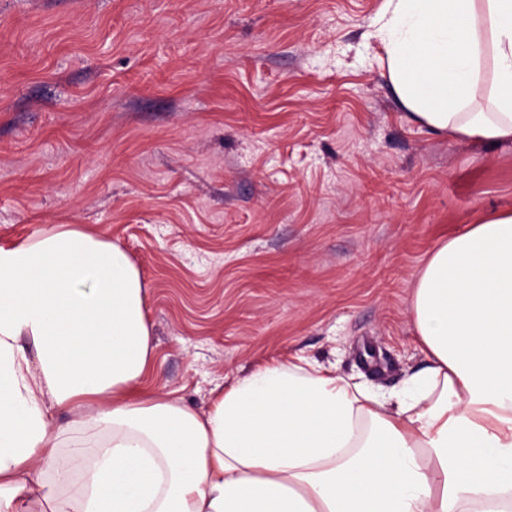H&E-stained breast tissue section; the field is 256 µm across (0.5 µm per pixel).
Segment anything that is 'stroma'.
Masks as SVG:
<instances>
[{"label":"stroma","instance_id":"stroma-1","mask_svg":"<svg viewBox=\"0 0 512 512\" xmlns=\"http://www.w3.org/2000/svg\"><path fill=\"white\" fill-rule=\"evenodd\" d=\"M384 0H0V245L55 224L147 288L143 386L207 411L304 356L389 391L443 241L512 211V141L409 119Z\"/></svg>","mask_w":512,"mask_h":512}]
</instances>
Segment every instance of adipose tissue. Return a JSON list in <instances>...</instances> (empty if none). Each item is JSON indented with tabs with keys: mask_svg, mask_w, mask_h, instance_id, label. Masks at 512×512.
Segmentation results:
<instances>
[{
	"mask_svg": "<svg viewBox=\"0 0 512 512\" xmlns=\"http://www.w3.org/2000/svg\"><path fill=\"white\" fill-rule=\"evenodd\" d=\"M376 33L411 120L512 141V0H385ZM145 295L126 252L77 225L0 246V512H512L511 212L420 271L429 364L396 390L299 356L202 414L139 393Z\"/></svg>",
	"mask_w": 512,
	"mask_h": 512,
	"instance_id": "1",
	"label": "adipose tissue"
}]
</instances>
